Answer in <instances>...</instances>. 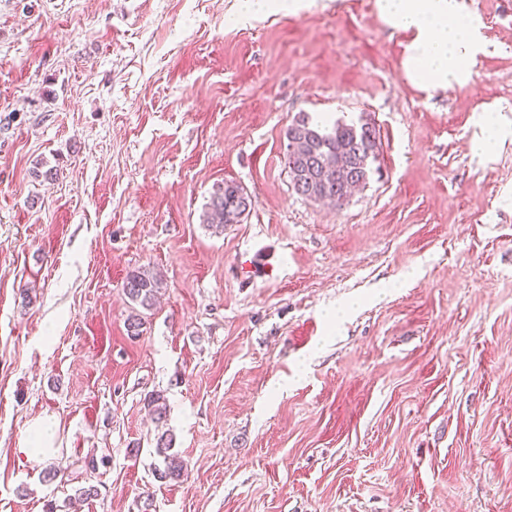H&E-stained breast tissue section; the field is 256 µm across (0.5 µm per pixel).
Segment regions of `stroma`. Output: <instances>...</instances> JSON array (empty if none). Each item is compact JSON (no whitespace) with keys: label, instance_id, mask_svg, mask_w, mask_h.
Wrapping results in <instances>:
<instances>
[{"label":"stroma","instance_id":"1","mask_svg":"<svg viewBox=\"0 0 512 512\" xmlns=\"http://www.w3.org/2000/svg\"><path fill=\"white\" fill-rule=\"evenodd\" d=\"M467 3L486 50L425 91L376 0H0V512H512V0ZM304 112L380 131L342 205L290 187ZM239 17L242 20H249L266 13L271 8L297 13L304 7L303 0H239ZM251 205L250 196L234 181H224L212 194L203 214V223L224 227V224H238ZM161 285V279L156 273L139 268L127 273L123 288L133 304L148 310L153 306ZM55 435V422L52 418H38L30 426L25 449L36 457L41 454L42 460L47 459L56 452ZM173 437L162 433L156 440L155 450L158 456L162 457L163 467L156 468L155 473L161 480H180L183 476L184 463L177 453L171 452Z\"/></svg>","mask_w":512,"mask_h":512}]
</instances>
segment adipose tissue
Returning <instances> with one entry per match:
<instances>
[{"label":"adipose tissue","instance_id":"obj_1","mask_svg":"<svg viewBox=\"0 0 512 512\" xmlns=\"http://www.w3.org/2000/svg\"><path fill=\"white\" fill-rule=\"evenodd\" d=\"M382 20L409 34L407 77L432 89L448 88L484 51L478 16L464 0H376Z\"/></svg>","mask_w":512,"mask_h":512}]
</instances>
